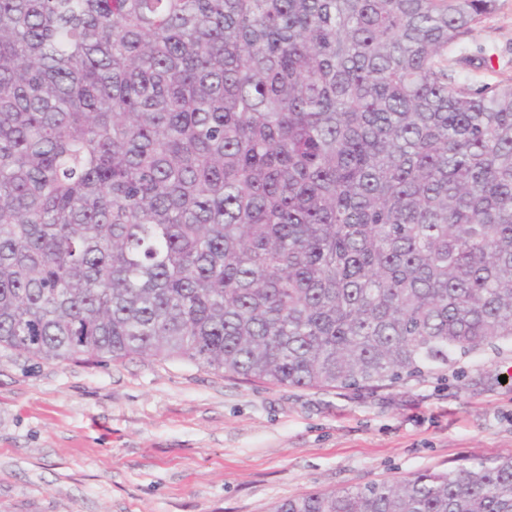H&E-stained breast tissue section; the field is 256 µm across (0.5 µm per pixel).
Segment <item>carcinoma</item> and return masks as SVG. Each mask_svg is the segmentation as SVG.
Masks as SVG:
<instances>
[{
	"label": "carcinoma",
	"instance_id": "carcinoma-1",
	"mask_svg": "<svg viewBox=\"0 0 512 512\" xmlns=\"http://www.w3.org/2000/svg\"><path fill=\"white\" fill-rule=\"evenodd\" d=\"M496 0H0V347L359 389L512 344ZM271 512H512V454ZM448 57L472 88L511 82L512 0H498L494 13L458 45L451 46ZM457 59L461 62L455 64Z\"/></svg>",
	"mask_w": 512,
	"mask_h": 512
}]
</instances>
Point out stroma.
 <instances>
[{"instance_id": "stroma-1", "label": "stroma", "mask_w": 512, "mask_h": 512, "mask_svg": "<svg viewBox=\"0 0 512 512\" xmlns=\"http://www.w3.org/2000/svg\"><path fill=\"white\" fill-rule=\"evenodd\" d=\"M512 81V0L448 50ZM512 453V345L359 390L248 382L186 359L0 349V512H269L280 500Z\"/></svg>"}]
</instances>
